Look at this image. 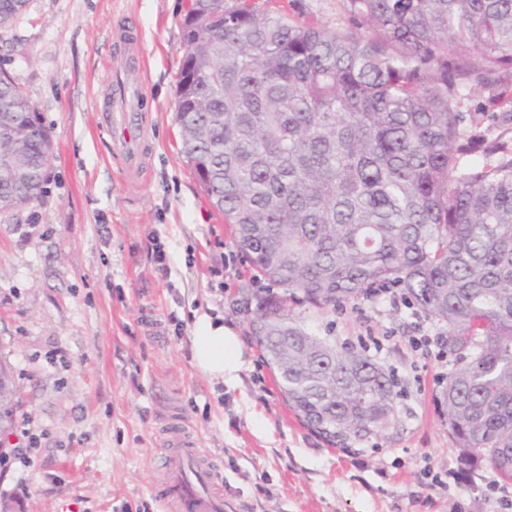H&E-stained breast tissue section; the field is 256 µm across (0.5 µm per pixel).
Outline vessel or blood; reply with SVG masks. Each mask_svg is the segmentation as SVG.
Returning <instances> with one entry per match:
<instances>
[{"mask_svg":"<svg viewBox=\"0 0 512 512\" xmlns=\"http://www.w3.org/2000/svg\"><path fill=\"white\" fill-rule=\"evenodd\" d=\"M107 123L118 131L124 144L122 156L127 171L141 173L143 115L137 111L112 114ZM165 435L164 463L152 486L165 512H224L223 478L198 448L196 438L179 423L169 426Z\"/></svg>","mask_w":512,"mask_h":512,"instance_id":"1","label":"vessel or blood"}]
</instances>
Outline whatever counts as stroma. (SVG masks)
<instances>
[{
  "instance_id": "1",
  "label": "stroma",
  "mask_w": 512,
  "mask_h": 512,
  "mask_svg": "<svg viewBox=\"0 0 512 512\" xmlns=\"http://www.w3.org/2000/svg\"><path fill=\"white\" fill-rule=\"evenodd\" d=\"M347 29L340 0H251ZM188 0H28L0 30L10 74L49 129L41 197L0 212V362L14 377L29 464L0 468V512H161L151 484L171 417L224 474L234 512H512V484L461 465L439 393L456 367L445 330L394 289L306 326L365 349L396 380L390 435L330 444L299 422L248 322L258 284L180 153L175 91ZM138 29L149 115L144 168L122 160L100 113L112 98V31ZM486 89L462 102L469 136L512 148ZM224 318L252 352L230 389L192 360L197 316Z\"/></svg>"
}]
</instances>
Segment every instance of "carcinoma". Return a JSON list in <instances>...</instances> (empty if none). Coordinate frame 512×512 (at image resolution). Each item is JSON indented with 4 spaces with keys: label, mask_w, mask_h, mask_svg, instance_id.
Returning a JSON list of instances; mask_svg holds the SVG:
<instances>
[{
    "label": "carcinoma",
    "mask_w": 512,
    "mask_h": 512,
    "mask_svg": "<svg viewBox=\"0 0 512 512\" xmlns=\"http://www.w3.org/2000/svg\"><path fill=\"white\" fill-rule=\"evenodd\" d=\"M28 0H0V29ZM350 31L192 3L175 116L181 153L263 288L249 330L289 409L349 449L395 427L393 376L312 333L385 285L448 328L441 402L459 456L512 481V158L463 132L461 100L512 75V0H340ZM483 161L461 158L477 151ZM53 158L0 76V212L35 201Z\"/></svg>",
    "instance_id": "carcinoma-1"
}]
</instances>
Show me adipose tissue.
I'll return each instance as SVG.
<instances>
[{
    "mask_svg": "<svg viewBox=\"0 0 512 512\" xmlns=\"http://www.w3.org/2000/svg\"><path fill=\"white\" fill-rule=\"evenodd\" d=\"M250 355L233 326L206 315L197 317L192 336V359L205 374L222 381L226 387H236Z\"/></svg>",
    "mask_w": 512,
    "mask_h": 512,
    "instance_id": "obj_1",
    "label": "adipose tissue"
}]
</instances>
